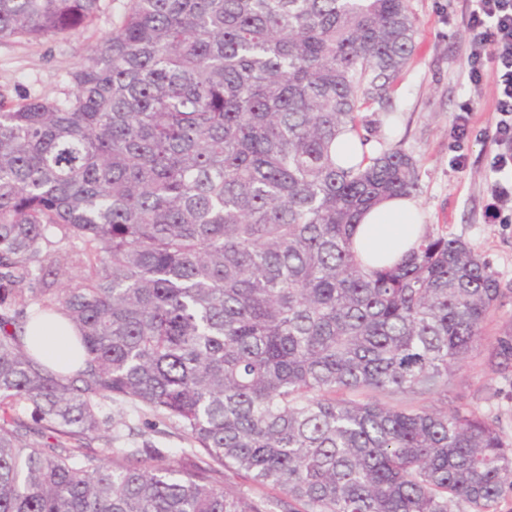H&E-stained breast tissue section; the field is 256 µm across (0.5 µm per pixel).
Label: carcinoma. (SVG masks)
I'll use <instances>...</instances> for the list:
<instances>
[{
    "label": "carcinoma",
    "mask_w": 512,
    "mask_h": 512,
    "mask_svg": "<svg viewBox=\"0 0 512 512\" xmlns=\"http://www.w3.org/2000/svg\"><path fill=\"white\" fill-rule=\"evenodd\" d=\"M99 10L0 0V40ZM414 34L408 0H131L64 98L0 102V512H502L512 441L431 403L474 357L512 386L501 283L429 231L365 265L354 226L417 191L416 163H336ZM54 315L70 373L26 348Z\"/></svg>",
    "instance_id": "carcinoma-1"
}]
</instances>
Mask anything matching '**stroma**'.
Listing matches in <instances>:
<instances>
[{
    "label": "stroma",
    "mask_w": 512,
    "mask_h": 512,
    "mask_svg": "<svg viewBox=\"0 0 512 512\" xmlns=\"http://www.w3.org/2000/svg\"><path fill=\"white\" fill-rule=\"evenodd\" d=\"M415 48L390 91L388 111L364 110V132L383 146L397 145L414 159L419 202L427 230L461 239L485 258L507 294L498 327L512 324V223H491L486 212L495 178L497 146L487 139L494 126L495 88L473 86L468 77L470 0H409ZM130 0H102L94 21L79 31L43 41L0 40V100L60 99L70 75L102 44L127 14ZM470 105L469 134L456 141L453 125ZM474 402L497 416L512 440V393L489 379L478 360L464 363L448 381L446 409Z\"/></svg>",
    "instance_id": "stroma-1"
}]
</instances>
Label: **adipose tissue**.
Returning a JSON list of instances; mask_svg holds the SVG:
<instances>
[{"mask_svg":"<svg viewBox=\"0 0 512 512\" xmlns=\"http://www.w3.org/2000/svg\"><path fill=\"white\" fill-rule=\"evenodd\" d=\"M425 232L416 202L406 197H393L363 213L355 226L353 247L364 263L381 266L399 260L419 244ZM70 336L69 328L57 317L29 329L26 342L30 349L65 369L75 358Z\"/></svg>","mask_w":512,"mask_h":512,"instance_id":"1","label":"adipose tissue"}]
</instances>
